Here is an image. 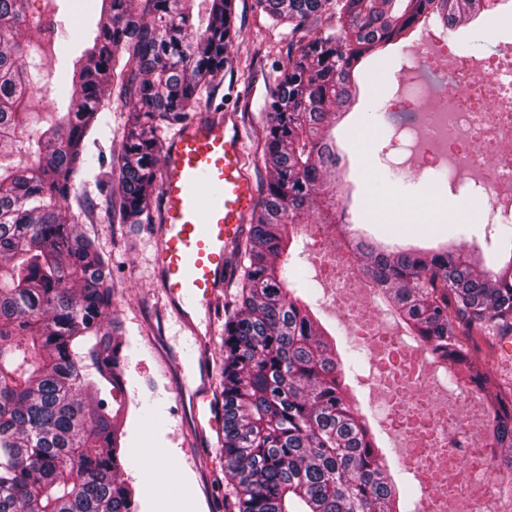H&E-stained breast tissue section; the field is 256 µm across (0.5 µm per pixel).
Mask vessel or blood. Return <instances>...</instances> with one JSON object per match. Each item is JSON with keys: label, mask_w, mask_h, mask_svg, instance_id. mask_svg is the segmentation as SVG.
<instances>
[{"label": "vessel or blood", "mask_w": 512, "mask_h": 512, "mask_svg": "<svg viewBox=\"0 0 512 512\" xmlns=\"http://www.w3.org/2000/svg\"><path fill=\"white\" fill-rule=\"evenodd\" d=\"M238 123L205 111L163 146L157 223V272L186 326L209 309L231 275L226 247L241 236L255 190L243 165Z\"/></svg>", "instance_id": "1"}]
</instances>
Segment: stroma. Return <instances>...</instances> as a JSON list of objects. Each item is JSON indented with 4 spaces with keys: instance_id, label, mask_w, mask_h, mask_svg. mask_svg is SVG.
<instances>
[{
    "instance_id": "obj_1",
    "label": "stroma",
    "mask_w": 512,
    "mask_h": 512,
    "mask_svg": "<svg viewBox=\"0 0 512 512\" xmlns=\"http://www.w3.org/2000/svg\"><path fill=\"white\" fill-rule=\"evenodd\" d=\"M234 12L237 36L228 51L224 75L208 100L236 114L244 136L245 169L258 187L265 169L257 141L269 120L270 78L287 58L288 27L273 23L257 0H234ZM441 31L437 20L420 23L408 39L392 46L389 57L367 72L361 101L353 108L361 124L370 128L363 140H356L352 130H336L339 145L347 151L343 177L356 186L351 206L355 222L366 225L372 237L405 247L430 248L437 238L455 237L463 200L478 192L473 180L463 174L452 182H434L413 134H395L370 123L374 112L390 111L394 98L414 100L419 113L433 107L438 92L451 79L449 48L439 38ZM459 34L470 41L474 63L512 62V35L496 25L476 36L467 24ZM58 41L57 52L43 54L42 87L32 99L33 111L63 112L69 105L63 69L80 51L75 35L59 34ZM429 48L440 60L438 69L419 63L422 51ZM395 164L403 165L405 179H388L387 172ZM112 183L108 174L81 176L76 181V198L99 210L98 219L80 225L79 230L112 260V315L120 321L126 341L123 386L114 398L129 408L125 446L137 460L125 476L137 490L139 512H225L224 434L210 429L193 402L191 383L197 367L177 361L174 355L175 350L186 348L191 336L182 330L158 285L152 225L112 224L104 216ZM388 205L405 209L406 223L386 222L381 210ZM306 221L308 230L299 235L292 261L310 277L318 316L335 329L337 343L343 346L353 340L351 324L331 301L333 283L312 264L313 233L326 236L330 230L321 224L319 214H309ZM233 294V289H221L214 320L199 327L206 340L200 367L203 380L218 398L223 395L224 307L231 304ZM474 360L487 368L492 384L512 382V338L481 345Z\"/></svg>"
}]
</instances>
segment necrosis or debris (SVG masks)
<instances>
[{
	"label": "necrosis or debris",
	"mask_w": 512,
	"mask_h": 512,
	"mask_svg": "<svg viewBox=\"0 0 512 512\" xmlns=\"http://www.w3.org/2000/svg\"><path fill=\"white\" fill-rule=\"evenodd\" d=\"M423 136L446 146L455 169L492 199L483 223L512 217V66L480 70L457 56L441 104L425 115ZM333 266L334 300L371 353L369 380L386 400L384 429L401 441L399 460L424 489L422 512H448L452 503L462 512H503V500H512V470L493 466L484 435L440 401L421 347L385 331L354 303L351 257L338 255Z\"/></svg>",
	"instance_id": "necrosis-or-debris-1"
}]
</instances>
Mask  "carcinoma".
Returning <instances> with one entry per match:
<instances>
[{
	"mask_svg": "<svg viewBox=\"0 0 512 512\" xmlns=\"http://www.w3.org/2000/svg\"><path fill=\"white\" fill-rule=\"evenodd\" d=\"M99 0L95 36L73 62L66 112L29 111L42 79L25 32L28 0H0V512H138L123 478L124 342L112 320L109 258L78 226L77 178L103 160L85 139L112 105L128 112L106 217L153 223L159 133L191 117L224 72L236 36L233 0ZM509 0H257L286 21L287 63L269 87L266 170L246 236L228 248L241 271L224 321V475L233 512H407L411 493L383 460L345 369L361 347L336 336L298 295L288 270L297 224L324 207L338 224L336 118L360 95L367 64L419 22L456 26ZM361 277L449 380L481 390L476 337H512V248L491 264L456 245H355ZM487 438L512 468V384L488 408Z\"/></svg>",
	"mask_w": 512,
	"mask_h": 512,
	"instance_id": "obj_1",
	"label": "carcinoma"
}]
</instances>
